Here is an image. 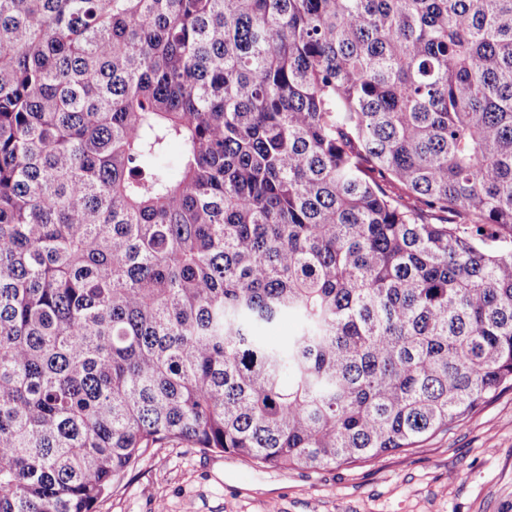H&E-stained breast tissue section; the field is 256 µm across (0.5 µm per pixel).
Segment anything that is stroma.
Masks as SVG:
<instances>
[{
  "mask_svg": "<svg viewBox=\"0 0 512 512\" xmlns=\"http://www.w3.org/2000/svg\"><path fill=\"white\" fill-rule=\"evenodd\" d=\"M512 512V389L419 447L351 466L270 470L154 448L95 512Z\"/></svg>",
  "mask_w": 512,
  "mask_h": 512,
  "instance_id": "stroma-1",
  "label": "stroma"
}]
</instances>
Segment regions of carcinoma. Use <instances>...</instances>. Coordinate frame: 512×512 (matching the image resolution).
Instances as JSON below:
<instances>
[{"mask_svg":"<svg viewBox=\"0 0 512 512\" xmlns=\"http://www.w3.org/2000/svg\"><path fill=\"white\" fill-rule=\"evenodd\" d=\"M508 387L512 0H0V512L174 444L367 462Z\"/></svg>","mask_w":512,"mask_h":512,"instance_id":"cac0c4a2","label":"carcinoma"}]
</instances>
